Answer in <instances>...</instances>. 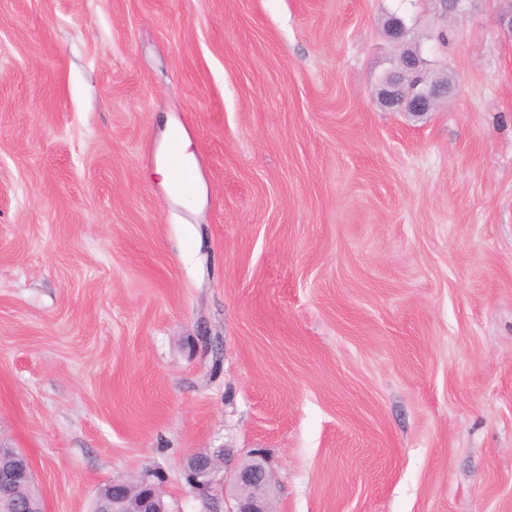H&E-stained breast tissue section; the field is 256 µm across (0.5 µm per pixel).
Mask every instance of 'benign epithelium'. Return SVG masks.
<instances>
[{
  "mask_svg": "<svg viewBox=\"0 0 512 512\" xmlns=\"http://www.w3.org/2000/svg\"><path fill=\"white\" fill-rule=\"evenodd\" d=\"M384 35L400 54L389 60V67L375 88L376 101L386 109L413 116L434 111L435 102L446 98L453 84H440L429 79L426 63L415 50L403 19L395 15L389 17L384 25ZM185 472L193 479L191 492L196 499L209 505L208 512H270L271 475L260 455L254 456L252 464L228 472L224 470L223 462L198 452L188 459ZM164 482L161 471L149 469L131 479H114L112 487L137 488L136 512H169L159 495ZM228 485L236 489L230 505L225 501Z\"/></svg>",
  "mask_w": 512,
  "mask_h": 512,
  "instance_id": "1",
  "label": "benign epithelium"
}]
</instances>
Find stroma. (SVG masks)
I'll use <instances>...</instances> for the list:
<instances>
[{
    "label": "stroma",
    "mask_w": 512,
    "mask_h": 512,
    "mask_svg": "<svg viewBox=\"0 0 512 512\" xmlns=\"http://www.w3.org/2000/svg\"><path fill=\"white\" fill-rule=\"evenodd\" d=\"M509 9L0 0V442L47 512L148 467L200 512L209 448L274 512H512ZM394 12L455 81L420 117L373 99Z\"/></svg>",
    "instance_id": "obj_1"
}]
</instances>
